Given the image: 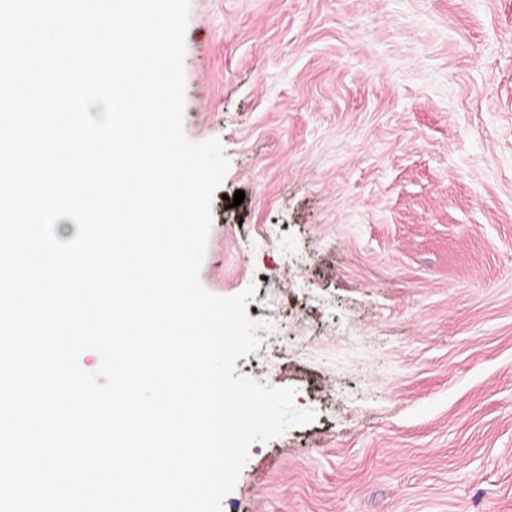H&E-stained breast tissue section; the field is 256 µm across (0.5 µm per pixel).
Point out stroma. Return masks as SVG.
<instances>
[{
  "label": "stroma",
  "instance_id": "stroma-1",
  "mask_svg": "<svg viewBox=\"0 0 512 512\" xmlns=\"http://www.w3.org/2000/svg\"><path fill=\"white\" fill-rule=\"evenodd\" d=\"M185 46L202 283L317 412L223 512H512V0H191Z\"/></svg>",
  "mask_w": 512,
  "mask_h": 512
}]
</instances>
